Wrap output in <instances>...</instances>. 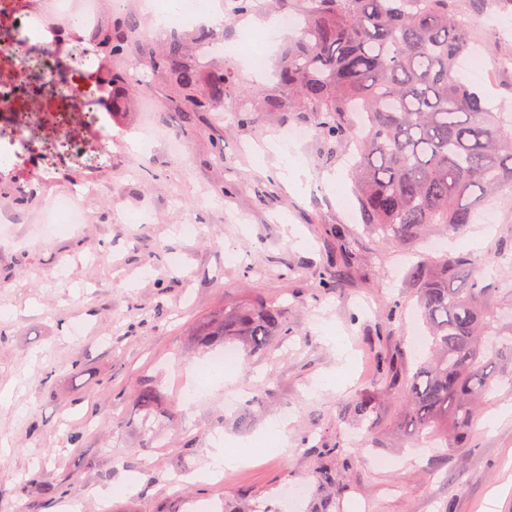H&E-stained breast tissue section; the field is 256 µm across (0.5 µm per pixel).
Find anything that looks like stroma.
Masks as SVG:
<instances>
[{
    "label": "stroma",
    "instance_id": "35a3bbf8",
    "mask_svg": "<svg viewBox=\"0 0 512 512\" xmlns=\"http://www.w3.org/2000/svg\"><path fill=\"white\" fill-rule=\"evenodd\" d=\"M224 21L206 51L232 69L240 94L225 101L223 120L197 113L186 124L164 85L149 94L153 123L184 139L185 159L163 140L142 142V112L125 118L67 113L74 153L51 154L34 113L60 101L21 94L0 118V512H188L191 496L223 501L224 512H288L284 491L303 488L299 512H512V388L484 408L471 449L452 448L402 427V394L422 354L424 332L409 269L429 243L393 246L364 230L342 146L320 136L292 144L308 169L303 191L277 176V160L255 152L288 127H315L311 112H261L276 84L282 46L269 49L265 77L248 67L242 47L282 0H257L231 19L233 0H215ZM512 36L496 40L485 76L460 71L480 96L512 108ZM254 108L244 120L242 107ZM221 140L223 157L211 151ZM37 162L28 165V152ZM109 153L96 172L116 202L89 185L88 158ZM65 176L86 221L60 234L47 225L49 196L19 203L12 192L30 171ZM498 222L442 235L447 253L504 249L488 281L512 284V204L491 202ZM179 258V267L169 264ZM284 311L288 337L265 355L241 357L231 382L215 378L195 405L183 400L197 322L242 299ZM394 320H386L387 308ZM392 360L391 373L376 367ZM152 377L163 395L152 430L140 425L132 392ZM374 394L373 430L348 421L356 395ZM233 409H225L227 398ZM288 443L230 469L218 486L208 468L216 439L239 447L277 423ZM83 431L79 445L66 433ZM192 440L193 454L177 448ZM388 458L387 467L371 463ZM69 480L66 496L28 499L22 483L34 466ZM336 475L322 484V470Z\"/></svg>",
    "mask_w": 512,
    "mask_h": 512
}]
</instances>
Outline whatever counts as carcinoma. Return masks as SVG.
<instances>
[{
	"label": "carcinoma",
	"instance_id": "obj_1",
	"mask_svg": "<svg viewBox=\"0 0 512 512\" xmlns=\"http://www.w3.org/2000/svg\"><path fill=\"white\" fill-rule=\"evenodd\" d=\"M292 2L301 27L279 73L288 97L269 96L262 107L313 112L331 141L345 136L344 113L363 117L350 178L374 233L392 245H409L434 229L463 232L484 198L504 190L512 197V113L493 111L456 75L457 60L472 50L456 0ZM139 29L135 14L116 9L92 30L74 31L56 66H84L87 46L94 47L92 107L116 114L143 87L104 60L127 55L136 43L152 75L174 88V102L185 111L215 112L224 105L236 79L196 56L195 48L212 40L207 28L159 46L137 38ZM496 262L494 253L426 258L410 272L432 346L404 391L406 423L420 436L445 434L454 448L470 447L480 407L501 385L512 386V288H493L483 275ZM490 293L504 294L507 307L484 304ZM287 336L280 307L243 301L200 324L194 344L204 354L240 343L261 355ZM134 396L145 423L160 409V392L145 377ZM377 413L368 394L348 407L359 423L373 424ZM67 490L41 470L26 482L35 496Z\"/></svg>",
	"mask_w": 512,
	"mask_h": 512
}]
</instances>
